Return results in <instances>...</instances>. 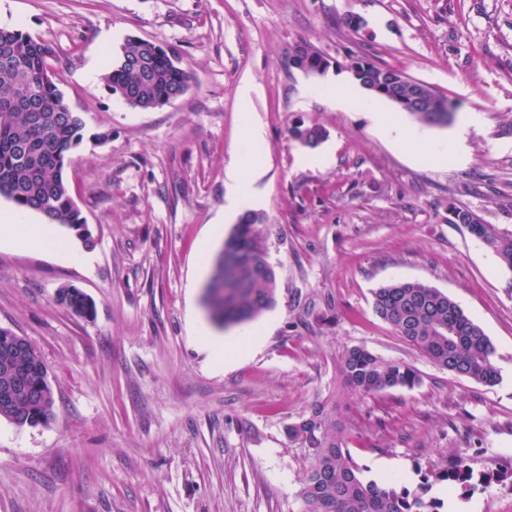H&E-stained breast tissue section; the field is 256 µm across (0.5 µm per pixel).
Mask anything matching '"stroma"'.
<instances>
[{
  "mask_svg": "<svg viewBox=\"0 0 512 512\" xmlns=\"http://www.w3.org/2000/svg\"><path fill=\"white\" fill-rule=\"evenodd\" d=\"M350 15L364 26L346 27ZM0 27L49 42L84 121L65 177L96 257L88 269L0 244V327L38 348L56 403L45 426L0 420V512H303L304 468L284 429L334 394L351 346L421 378L347 399L349 450L368 478L412 488L454 454L512 472V271L449 213L512 229V0H0ZM132 36L174 48L190 73L171 104L141 110L105 88ZM300 43L329 60L324 74L290 64ZM364 53L454 101L452 121L393 111L422 135L396 145L369 113L306 96L324 83L364 96L346 69ZM472 111L482 124L461 153L424 158ZM299 122L325 129L318 148L289 135ZM251 123L264 141L246 180L262 200L277 301L224 328L203 303L224 241L206 255L201 243L211 225L235 226L224 178ZM397 279L462 305L495 348L497 384L439 369L375 315L373 289ZM71 285L95 300L94 321L59 302ZM300 296L318 302L305 326ZM231 337L230 362L215 366L205 339ZM443 512H512V483L450 490Z\"/></svg>",
  "mask_w": 512,
  "mask_h": 512,
  "instance_id": "1",
  "label": "stroma"
}]
</instances>
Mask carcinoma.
I'll list each match as a JSON object with an SVG mask.
<instances>
[{"instance_id":"1","label":"carcinoma","mask_w":512,"mask_h":512,"mask_svg":"<svg viewBox=\"0 0 512 512\" xmlns=\"http://www.w3.org/2000/svg\"><path fill=\"white\" fill-rule=\"evenodd\" d=\"M52 49L41 39L17 29L0 28V195L16 206L40 213L48 223L61 225L85 244L92 236L64 179L70 151L79 143L83 121L70 109L55 82ZM358 78L372 87L383 73L406 77L397 68L379 66L366 57ZM191 76L179 66L175 53L162 45L130 37L112 57L106 87L129 106L158 109L184 94ZM423 97L442 112H413L428 125L452 121L454 105L430 86H419ZM26 94L32 104L18 106ZM292 138L314 149L325 137L322 126L303 122L289 129ZM469 233L512 270V230L485 224L473 212L453 210ZM267 224L248 211L242 215L216 260L204 288V305L212 322L230 326L254 320L275 303L277 278L268 259ZM59 300L73 314L92 320L95 301L80 289L60 290ZM373 311L394 332L430 362L457 377L486 385L500 379L494 347L481 326L443 291L416 280H397L373 291ZM342 391L375 396L396 389H413L420 376L409 364L377 356L363 346L344 351L337 366ZM339 402H319L286 427L291 447L305 467L298 496L304 512H438L441 502L427 499L429 480L411 491L398 482L379 484L363 477L348 447ZM55 418V398L47 369L35 346L24 336L0 327V420L18 428L47 425ZM450 488L469 494L487 487L491 479L474 473L457 456L436 476Z\"/></svg>"}]
</instances>
